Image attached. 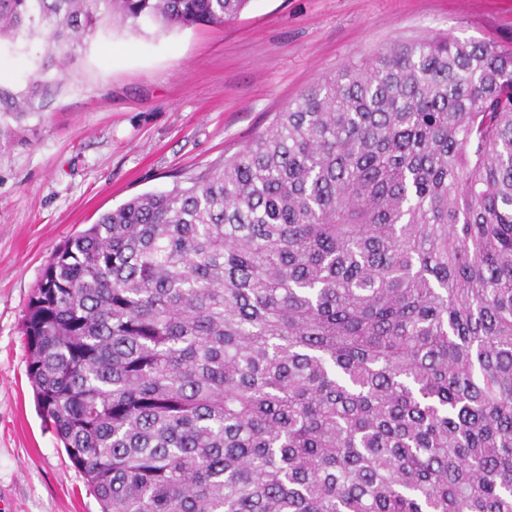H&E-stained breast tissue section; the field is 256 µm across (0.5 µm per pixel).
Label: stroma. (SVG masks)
Here are the masks:
<instances>
[{
    "label": "stroma",
    "mask_w": 512,
    "mask_h": 512,
    "mask_svg": "<svg viewBox=\"0 0 512 512\" xmlns=\"http://www.w3.org/2000/svg\"><path fill=\"white\" fill-rule=\"evenodd\" d=\"M512 43V0H250L221 25L101 21L64 70L0 43V512H101L38 409L22 322L54 248L243 149L324 74L399 40Z\"/></svg>",
    "instance_id": "obj_1"
}]
</instances>
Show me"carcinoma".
Masks as SVG:
<instances>
[{
    "label": "carcinoma",
    "mask_w": 512,
    "mask_h": 512,
    "mask_svg": "<svg viewBox=\"0 0 512 512\" xmlns=\"http://www.w3.org/2000/svg\"><path fill=\"white\" fill-rule=\"evenodd\" d=\"M248 0H0V38ZM0 90V106L23 112ZM102 512H512V45L400 41L60 244L23 322Z\"/></svg>",
    "instance_id": "1"
}]
</instances>
